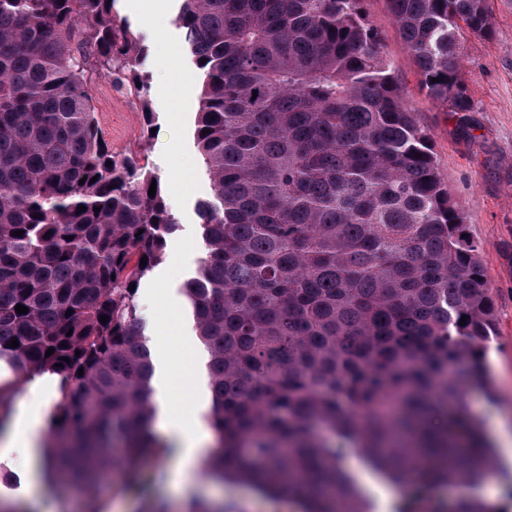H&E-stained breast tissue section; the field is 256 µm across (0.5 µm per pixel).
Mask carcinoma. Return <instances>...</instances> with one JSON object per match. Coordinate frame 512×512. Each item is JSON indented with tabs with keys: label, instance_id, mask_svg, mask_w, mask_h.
Here are the masks:
<instances>
[{
	"label": "carcinoma",
	"instance_id": "carcinoma-1",
	"mask_svg": "<svg viewBox=\"0 0 512 512\" xmlns=\"http://www.w3.org/2000/svg\"><path fill=\"white\" fill-rule=\"evenodd\" d=\"M386 3L421 87L470 135L461 55L493 34L488 0ZM178 22L205 75L196 143L212 183L184 286L209 356L207 476L304 512H365L341 466L356 452L406 486L399 512L443 483L478 489L492 444L467 395L491 393L492 292L363 0H183ZM97 62L120 89L143 83L108 0H0V360L20 381L61 377L45 455L62 495L107 477L114 441L129 485L160 447L129 287L177 222L147 164L103 141ZM451 512L499 510L466 496Z\"/></svg>",
	"mask_w": 512,
	"mask_h": 512
}]
</instances>
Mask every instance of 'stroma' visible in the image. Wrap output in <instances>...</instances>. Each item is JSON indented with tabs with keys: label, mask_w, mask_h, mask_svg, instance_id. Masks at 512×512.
<instances>
[{
	"label": "stroma",
	"mask_w": 512,
	"mask_h": 512,
	"mask_svg": "<svg viewBox=\"0 0 512 512\" xmlns=\"http://www.w3.org/2000/svg\"><path fill=\"white\" fill-rule=\"evenodd\" d=\"M183 0H170L165 15L133 11L114 0L112 13L135 35L141 48L139 72L145 89L136 96L113 87L105 66L89 72L92 105L104 140L113 151L140 150L159 179L178 226L166 239L162 261L139 283L136 302L150 350L165 347L175 372L195 370L206 377L200 344H185L194 324L183 286L193 278L206 244L197 212L211 195L195 130L204 75L177 18ZM368 20L382 40L395 78L431 137L439 172L461 203L470 236L480 247L485 279L492 290L496 334L485 350L495 392L471 391L468 405L481 422L503 417L512 423V0H490L493 34L464 45L463 78L474 110L471 136L459 134L454 118L420 87L418 68L389 14L385 0H366ZM140 480L96 486L93 495L45 498L33 512H187L190 504L211 512H299L285 497L263 496L245 483L215 486L196 470L181 498L171 488L173 468L164 455L139 462Z\"/></svg>",
	"instance_id": "35a3bbf8"
}]
</instances>
